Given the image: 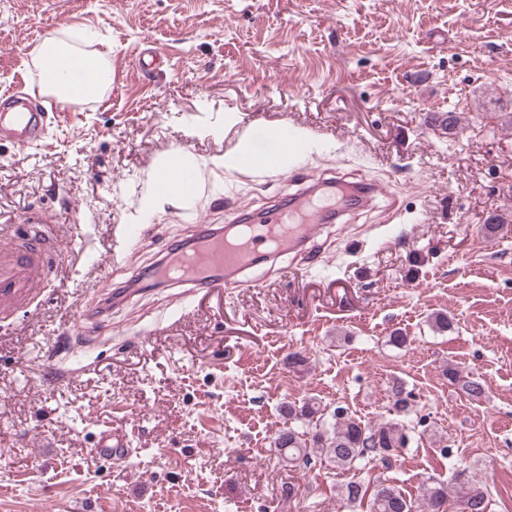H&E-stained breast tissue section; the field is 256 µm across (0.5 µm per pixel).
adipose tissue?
<instances>
[{
    "label": "adipose tissue",
    "instance_id": "1",
    "mask_svg": "<svg viewBox=\"0 0 512 512\" xmlns=\"http://www.w3.org/2000/svg\"><path fill=\"white\" fill-rule=\"evenodd\" d=\"M44 87L61 101L99 97L111 80L103 59L87 60L84 53L57 36H47L36 50Z\"/></svg>",
    "mask_w": 512,
    "mask_h": 512
}]
</instances>
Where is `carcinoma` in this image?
<instances>
[{
	"mask_svg": "<svg viewBox=\"0 0 512 512\" xmlns=\"http://www.w3.org/2000/svg\"><path fill=\"white\" fill-rule=\"evenodd\" d=\"M443 374L448 385L468 398L475 400L484 396L485 387L480 379L451 365L443 370ZM389 404L392 418L373 426L338 406L331 414L332 422L316 430L312 438H306V432L290 425L278 431L274 448L291 468L306 466L319 455L342 471H361L368 465L389 470L411 442L413 428L407 424L413 409L411 393L395 386ZM285 414L290 421L310 423L315 417L323 416L320 405L311 401L299 407L289 405ZM341 494L349 506H364L368 512H415L414 502L390 483L370 484L360 477H353L341 486ZM423 501L427 512H449L451 508L461 512L462 503L467 504L469 512H489L490 508L488 488L460 469L454 471L450 488L435 480L427 484Z\"/></svg>",
	"mask_w": 512,
	"mask_h": 512,
	"instance_id": "cac0c4a2",
	"label": "carcinoma"
}]
</instances>
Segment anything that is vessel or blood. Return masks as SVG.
Returning a JSON list of instances; mask_svg holds the SVG:
<instances>
[{
    "mask_svg": "<svg viewBox=\"0 0 512 512\" xmlns=\"http://www.w3.org/2000/svg\"><path fill=\"white\" fill-rule=\"evenodd\" d=\"M52 118V112L29 93L14 88L0 92V141L33 145L45 138ZM378 193L377 184L365 182L338 198L312 183L301 194L276 204L270 218L259 223L238 225L231 233L196 225L192 244L170 254L160 277L182 288L191 300L204 291L220 293L242 285L259 264L283 250L313 252L321 225L336 221L349 209L368 206ZM53 252L52 242L35 225L0 247V305L23 304L40 294L45 286L43 269ZM94 452L116 461L128 455L123 439L108 431L99 436Z\"/></svg>",
    "mask_w": 512,
    "mask_h": 512,
    "instance_id": "vessel-or-blood-1",
    "label": "vessel or blood"
}]
</instances>
